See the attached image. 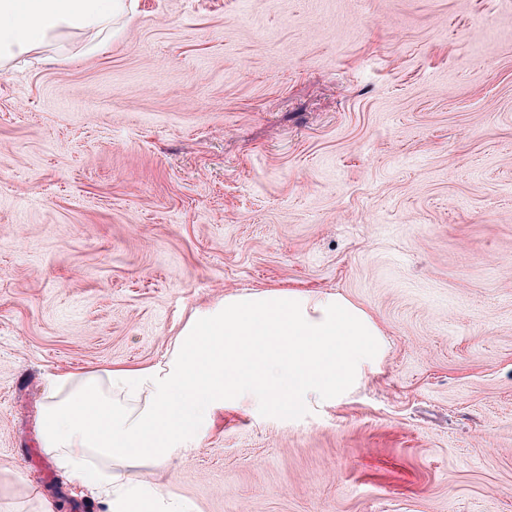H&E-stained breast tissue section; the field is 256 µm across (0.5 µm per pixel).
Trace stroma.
<instances>
[{
	"mask_svg": "<svg viewBox=\"0 0 512 512\" xmlns=\"http://www.w3.org/2000/svg\"><path fill=\"white\" fill-rule=\"evenodd\" d=\"M0 70V512H109L47 379L187 317L339 293L387 349L333 405L225 412L122 470L192 512H512V0H133Z\"/></svg>",
	"mask_w": 512,
	"mask_h": 512,
	"instance_id": "obj_1",
	"label": "stroma"
}]
</instances>
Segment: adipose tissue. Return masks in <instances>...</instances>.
Returning a JSON list of instances; mask_svg holds the SVG:
<instances>
[{
  "label": "adipose tissue",
  "mask_w": 512,
  "mask_h": 512,
  "mask_svg": "<svg viewBox=\"0 0 512 512\" xmlns=\"http://www.w3.org/2000/svg\"><path fill=\"white\" fill-rule=\"evenodd\" d=\"M125 0H0V69L90 35V51L111 32ZM386 350L372 316L339 294L269 288L226 294L194 310L165 366L64 373L45 389L42 446L112 512H152L153 490L122 483L88 455L113 464H161L195 446L224 411L248 406L281 415L336 402Z\"/></svg>",
  "instance_id": "1"
}]
</instances>
